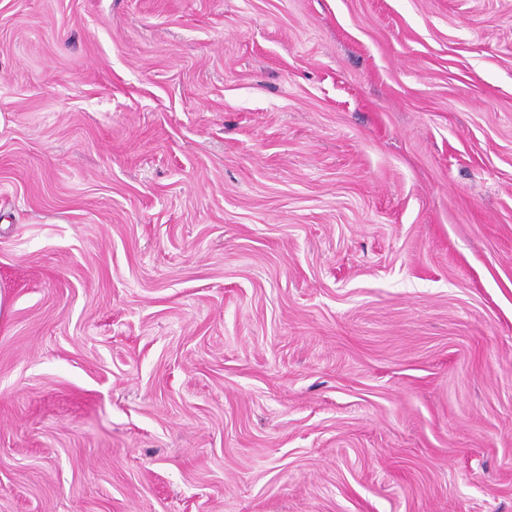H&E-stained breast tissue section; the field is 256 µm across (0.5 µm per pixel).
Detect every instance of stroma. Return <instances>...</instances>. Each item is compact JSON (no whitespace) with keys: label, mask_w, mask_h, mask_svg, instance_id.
<instances>
[{"label":"stroma","mask_w":512,"mask_h":512,"mask_svg":"<svg viewBox=\"0 0 512 512\" xmlns=\"http://www.w3.org/2000/svg\"><path fill=\"white\" fill-rule=\"evenodd\" d=\"M0 512H512V0H0Z\"/></svg>","instance_id":"stroma-1"}]
</instances>
